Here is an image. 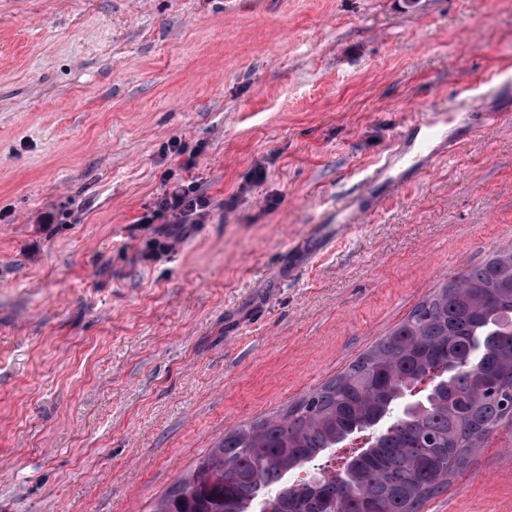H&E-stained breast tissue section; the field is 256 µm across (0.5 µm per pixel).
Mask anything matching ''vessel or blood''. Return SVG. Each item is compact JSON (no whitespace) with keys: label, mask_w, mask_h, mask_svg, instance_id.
Listing matches in <instances>:
<instances>
[{"label":"vessel or blood","mask_w":512,"mask_h":512,"mask_svg":"<svg viewBox=\"0 0 512 512\" xmlns=\"http://www.w3.org/2000/svg\"><path fill=\"white\" fill-rule=\"evenodd\" d=\"M501 113L486 112L481 123H474L468 101L455 104L449 111H432L425 118L411 121L410 129L416 133L410 152L393 149L385 161L367 173L358 193L340 198L335 207L336 230L345 232L352 224L376 213L393 187L425 172L436 161L452 156L459 148L458 136L448 132L451 122L477 134L481 128L496 125Z\"/></svg>","instance_id":"obj_1"}]
</instances>
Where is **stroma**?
I'll return each mask as SVG.
<instances>
[{"instance_id": "1", "label": "stroma", "mask_w": 512, "mask_h": 512, "mask_svg": "<svg viewBox=\"0 0 512 512\" xmlns=\"http://www.w3.org/2000/svg\"><path fill=\"white\" fill-rule=\"evenodd\" d=\"M505 84L512 0H0V512H148L511 246ZM466 97L504 120L301 259ZM189 154L205 223L135 227ZM420 512H512V427Z\"/></svg>"}]
</instances>
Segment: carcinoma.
Segmentation results:
<instances>
[{
    "label": "carcinoma",
    "mask_w": 512,
    "mask_h": 512,
    "mask_svg": "<svg viewBox=\"0 0 512 512\" xmlns=\"http://www.w3.org/2000/svg\"><path fill=\"white\" fill-rule=\"evenodd\" d=\"M512 425V247L444 282L343 373L224 433L151 512H419ZM372 440L339 475L296 474Z\"/></svg>",
    "instance_id": "carcinoma-1"
}]
</instances>
